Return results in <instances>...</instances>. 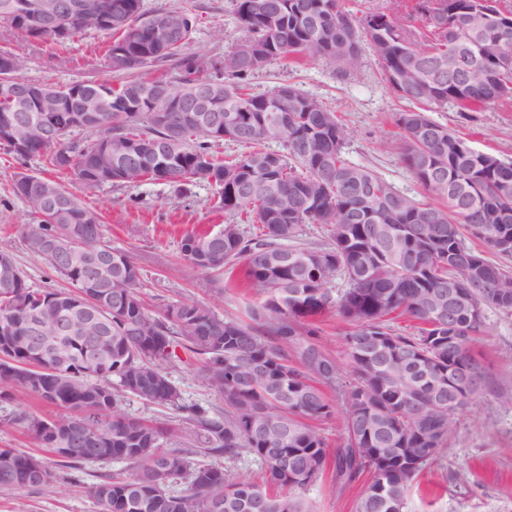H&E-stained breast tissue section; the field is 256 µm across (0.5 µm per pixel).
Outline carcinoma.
Masks as SVG:
<instances>
[{"label": "carcinoma", "instance_id": "cac0c4a2", "mask_svg": "<svg viewBox=\"0 0 512 512\" xmlns=\"http://www.w3.org/2000/svg\"><path fill=\"white\" fill-rule=\"evenodd\" d=\"M444 5L445 27L415 32L411 23ZM34 0H0V24L33 42L65 45L88 31L112 38L106 66L129 73L157 63L171 78L76 81L45 85L43 108L56 113L58 142L28 125L36 110L17 111L0 100V146L23 165L39 158L68 171L73 188L38 174L13 180L37 224L25 235L27 250L42 258L69 290L34 289L19 279L0 285V325L15 342L0 359V384L63 409L53 418L19 416L35 441L61 462L123 461L126 476H104L92 487L99 512H312L307 488L336 460V479L350 483L364 471L371 480L356 512H404L408 492L424 466L455 432V417L484 385V369L471 353L484 330L485 313H512L497 294L512 295V274L480 257L477 267L461 263L479 239L512 255V163L480 151L456 136L432 113L453 107L482 112L512 100V10L495 5L479 31L468 35L472 13L485 0H415L402 14L367 10L356 16L343 0H236L234 19L242 36L224 57L212 59L186 47L191 10L147 13L142 0H86L93 12L46 33L23 19ZM124 8L127 23L107 26L98 16ZM162 20L172 36L156 43L150 23ZM366 37L382 75L414 108L399 113V138L389 145L405 168L439 203L399 193L382 175L346 157L347 133L336 111L294 85L253 93L249 78L274 61L316 56L340 79L362 66ZM459 51L471 68L460 76L437 74L441 56ZM11 62L15 84L21 58ZM86 101L107 93V110L82 120L74 91ZM246 123L228 139L212 126L217 117ZM23 119L19 148L3 137V125ZM84 131L87 143L68 136ZM247 149L225 159L224 141ZM278 142L282 150H272ZM158 181L182 191L205 182L214 207L228 214L250 211L264 233L247 238L239 225L216 232L187 233L181 254L192 269L220 272L244 261V280L260 302L243 324L215 313L201 301H174L149 309L141 276L131 258L105 240L101 214L81 194L105 186ZM321 224L328 241H297L301 226ZM58 238L63 253L44 249ZM468 283L469 306L458 311L457 332L437 323L441 294ZM340 285L337 299L331 288ZM336 307L349 325L345 333L353 382L341 385L340 366L316 341L311 319ZM42 309L45 334L61 311L96 349L75 337L59 352L40 356L27 346L29 324ZM407 316L416 332L391 328ZM203 362L202 377L224 399V412L188 410L191 447H161L162 429L122 413L124 394L159 406L179 407L180 395L167 373L176 348ZM467 362L474 378L462 393L448 387V365ZM341 389L344 431L334 451L311 422L332 414L326 390ZM83 443L48 447L40 429ZM227 460L249 457L260 464L269 487L237 478L226 469L192 463L199 452ZM306 473L290 481L287 466ZM52 473L25 448H0V489L40 490ZM181 484L179 493L169 490Z\"/></svg>", "mask_w": 512, "mask_h": 512}]
</instances>
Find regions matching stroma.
<instances>
[{"mask_svg":"<svg viewBox=\"0 0 512 512\" xmlns=\"http://www.w3.org/2000/svg\"><path fill=\"white\" fill-rule=\"evenodd\" d=\"M187 1L192 2L194 15L189 51L222 56L241 35L233 19L234 0H143V6L151 12L177 8ZM108 44L105 35L90 32L61 49L34 43L0 25V50L22 56L21 75L33 83L122 82V75L105 65ZM362 61L359 76L346 82L337 80L315 56L290 65L273 62L251 78L250 88L266 93L278 85L292 84L321 98L336 109L347 130L345 151L350 161L373 168L399 191L428 200V192L407 171L397 152L387 147L398 137L396 113L409 109L410 104L384 81L381 66L370 51H363ZM435 118L474 148L512 161V104L466 115L451 108L436 113ZM21 168L0 150V250L13 254L31 287L59 288L62 280L24 245L32 220L26 205L11 190L12 179ZM213 196V189L205 185H191L178 193L167 185L146 181L136 187H106L85 195L84 201L102 212L103 231L112 247L126 252L139 267L148 307L194 299L221 315L245 321L259 298L245 287L240 272L224 276L195 272L180 252L185 233L215 231L229 222L239 224L246 237L260 233L254 220L214 209ZM316 324L319 342L338 360L344 381H351L342 318L332 309L318 317ZM473 352L486 366V384L473 405L457 417V433L448 447L419 476L409 493L406 512H512V314L487 311L485 329L477 336ZM201 368L200 359L186 355L172 362L170 378L182 404L223 409L222 398L203 383ZM121 408L129 417L169 428L166 447H182L188 429L179 412L145 404L133 396L126 397ZM56 411V406L30 395L0 398V448H36L33 436L19 422V414L47 417ZM42 458L58 473V481L34 492L0 489V512H98L91 493L93 484L101 476L130 471L127 464L111 460L67 469L50 453H43ZM368 481L364 475L351 484H341L330 464L306 496L313 512H355Z\"/></svg>","mask_w":512,"mask_h":512,"instance_id":"35a3bbf8","label":"stroma"}]
</instances>
